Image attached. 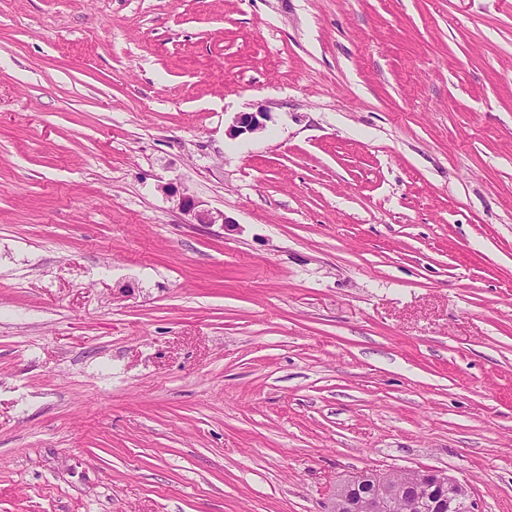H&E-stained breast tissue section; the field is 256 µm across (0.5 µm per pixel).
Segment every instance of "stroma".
Listing matches in <instances>:
<instances>
[{
    "label": "stroma",
    "instance_id": "35a3bbf8",
    "mask_svg": "<svg viewBox=\"0 0 512 512\" xmlns=\"http://www.w3.org/2000/svg\"><path fill=\"white\" fill-rule=\"evenodd\" d=\"M426 468L512 512V0H0V512ZM204 205L189 196H180L176 200L177 209L188 216L189 223L192 224H231L232 221L225 216L223 211L211 210L203 207Z\"/></svg>",
    "mask_w": 512,
    "mask_h": 512
}]
</instances>
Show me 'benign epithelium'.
Instances as JSON below:
<instances>
[{
    "label": "benign epithelium",
    "mask_w": 512,
    "mask_h": 512,
    "mask_svg": "<svg viewBox=\"0 0 512 512\" xmlns=\"http://www.w3.org/2000/svg\"><path fill=\"white\" fill-rule=\"evenodd\" d=\"M262 112H245L237 116L232 132L236 135L256 133L264 128ZM177 209L189 217L191 224H229L220 210H211L189 196L176 200ZM403 503L409 512H475L467 487L436 469L413 470L407 475L395 472L363 471L336 485L334 512H392Z\"/></svg>",
    "instance_id": "benign-epithelium-1"
}]
</instances>
